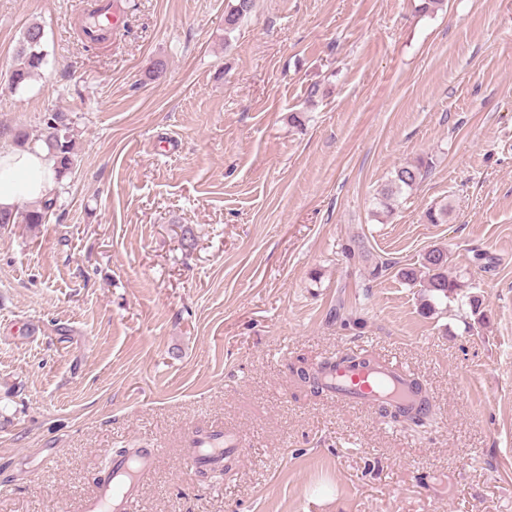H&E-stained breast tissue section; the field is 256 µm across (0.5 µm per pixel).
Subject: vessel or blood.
Listing matches in <instances>:
<instances>
[{"mask_svg":"<svg viewBox=\"0 0 512 512\" xmlns=\"http://www.w3.org/2000/svg\"><path fill=\"white\" fill-rule=\"evenodd\" d=\"M324 390L337 402L361 407L398 406L415 413L432 408L403 367L379 362L369 367L334 363L321 376ZM243 453L239 435L222 430L193 432L187 440L186 463L194 468L217 467L223 460L237 462ZM157 460L153 448L137 455H114L107 472L99 476L93 492L81 502V512H136L144 482L152 475Z\"/></svg>","mask_w":512,"mask_h":512,"instance_id":"b4317fda","label":"vessel or blood"}]
</instances>
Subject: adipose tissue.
<instances>
[{
  "label": "adipose tissue",
  "mask_w": 512,
  "mask_h": 512,
  "mask_svg": "<svg viewBox=\"0 0 512 512\" xmlns=\"http://www.w3.org/2000/svg\"><path fill=\"white\" fill-rule=\"evenodd\" d=\"M53 167L42 148L0 149V209L44 198L54 183Z\"/></svg>",
  "instance_id": "obj_1"
}]
</instances>
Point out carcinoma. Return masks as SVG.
Instances as JSON below:
<instances>
[{"label":"carcinoma","mask_w":512,"mask_h":512,"mask_svg":"<svg viewBox=\"0 0 512 512\" xmlns=\"http://www.w3.org/2000/svg\"><path fill=\"white\" fill-rule=\"evenodd\" d=\"M253 9V0H234L227 6L224 15L225 31L232 32L240 21L249 15ZM99 13L97 9H89L82 20L81 36L86 42V48L93 49L107 40L104 34L92 33L93 19ZM46 57L44 44V29L41 24H30L22 34L15 53V65L10 71L12 81L9 86L17 89L38 74ZM44 145L50 156L55 161V169L58 178L62 179L70 174L75 165V138L73 119L69 113L59 109H51L44 113L41 119L38 133L34 140H29V135L19 132L14 135V144L25 149L32 142ZM430 163L418 158L412 163H407L394 172L393 178L378 192V204L383 208L391 209L392 201L396 195L403 191L416 187L428 174ZM56 201L47 196L41 200L27 204L16 212L0 211V222L16 224H45L53 213ZM401 277L408 283L426 289L439 300H449L458 295L463 285L455 278L448 275V253L435 248L425 253L422 268L415 267L400 269ZM383 417L393 420L404 416L405 420L420 426L431 417L429 413L410 414L406 410L392 411L387 407L380 408Z\"/></svg>","instance_id":"obj_1"}]
</instances>
